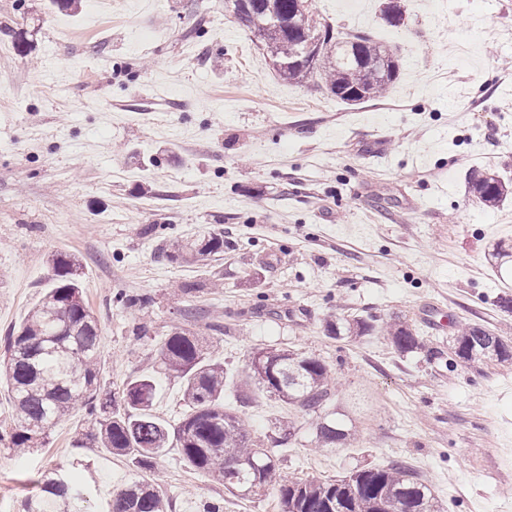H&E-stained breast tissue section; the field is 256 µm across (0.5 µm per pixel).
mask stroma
Listing matches in <instances>:
<instances>
[{
  "label": "stroma",
  "mask_w": 512,
  "mask_h": 512,
  "mask_svg": "<svg viewBox=\"0 0 512 512\" xmlns=\"http://www.w3.org/2000/svg\"><path fill=\"white\" fill-rule=\"evenodd\" d=\"M364 3L360 17L311 2L400 56L384 98L349 106L280 80L226 0H78L71 14L0 0V337L52 287L49 256L76 255L100 322L102 390L153 375V412L177 424L183 384L160 371L158 350L182 323L223 362L226 404L279 446L281 471L328 480L402 460L446 512H512V364L453 349L460 323L512 345L500 303L512 285L488 255L512 250V202L468 191L477 171L512 180V0H404L397 26ZM210 232L223 256L167 259L172 243ZM357 319L373 331L327 332ZM384 322L407 325L420 348L399 352ZM263 348L331 365L328 410L355 422L357 441L315 452L320 415L262 393L236 399L235 373ZM90 426L77 409L45 446L18 455L0 443V512H23L43 475L76 461L88 512H107L143 473L75 447ZM156 466L176 512H282L275 487L232 495L179 449Z\"/></svg>",
  "instance_id": "stroma-1"
}]
</instances>
